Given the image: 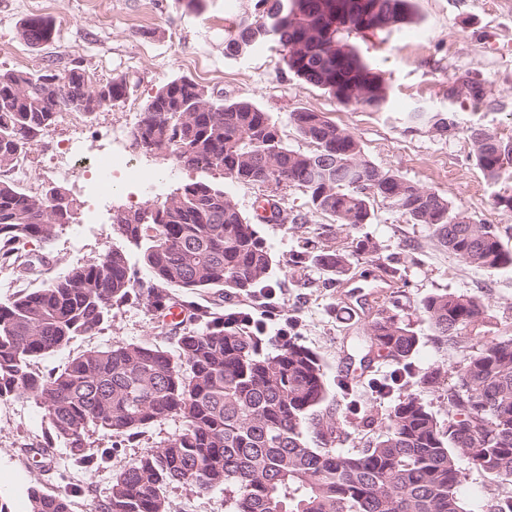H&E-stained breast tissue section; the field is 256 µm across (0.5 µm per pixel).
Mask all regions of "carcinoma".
Here are the masks:
<instances>
[{
  "instance_id": "cac0c4a2",
  "label": "carcinoma",
  "mask_w": 512,
  "mask_h": 512,
  "mask_svg": "<svg viewBox=\"0 0 512 512\" xmlns=\"http://www.w3.org/2000/svg\"><path fill=\"white\" fill-rule=\"evenodd\" d=\"M250 2V15L224 33L225 54L274 42L303 83L344 105L386 107L383 78L348 37L366 22L375 23V32L412 23L413 0H362L371 7L364 21L328 17V0ZM305 32L311 40L298 54L295 43ZM18 36L35 48L54 42L57 31L32 17ZM354 87L363 96H352ZM103 93L114 105L122 102L125 78L102 79L80 66L64 76L49 67L0 70V172L15 167L57 125L61 108L87 116ZM451 118L424 109L409 113V121L443 132ZM288 120L313 149L288 147L276 121L253 103L224 100L181 77L148 100L132 146L142 152L154 147L185 168L220 171L240 184L295 187L313 209L351 232L371 223V201L379 198L410 223L426 225L459 262L512 266L497 226L473 224L446 198L378 168L362 156L355 137L323 113L300 109ZM475 159L495 178L512 161V144L477 147ZM62 196L57 186L25 192L0 179V269L18 280L43 277L41 288L0 300V399H33L47 419L39 451L62 442L87 469L108 458L87 453L93 428L130 441L151 424L173 417L182 422L178 434L144 449L113 477L96 512H169L164 491L174 484L197 494L224 489L229 512H472L459 493V453L494 481L487 512H512L511 338L463 354L447 390L448 424L417 395H403L376 439L340 452L336 442L349 438L345 425L360 401L336 408L316 352L295 335L284 343L230 320L220 303L211 308L169 292L214 289L220 298L256 299L269 288L273 257L223 184H187L154 207L145 223L137 210L113 216L111 234L124 246L52 275L48 256H31L22 246L31 240L49 246L73 223L74 200L60 204ZM130 247L147 277L132 266ZM308 260L338 276L352 269L344 250L304 251L295 263ZM141 299L163 317L179 306L197 327L169 329L173 351L117 343L77 354L56 372L35 369L73 338L104 330L112 309ZM397 309L389 300L377 310L359 360L365 369L370 354L381 352L393 369L367 382L360 375L341 379L348 394L365 383L381 395L409 384L420 336ZM421 312L436 340L455 343L462 330L485 319L486 305L474 294L437 292L424 298ZM28 502L29 512H70L71 506L68 495L37 486L29 488Z\"/></svg>"
}]
</instances>
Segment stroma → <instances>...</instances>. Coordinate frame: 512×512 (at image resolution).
Listing matches in <instances>:
<instances>
[{
	"label": "stroma",
	"instance_id": "1",
	"mask_svg": "<svg viewBox=\"0 0 512 512\" xmlns=\"http://www.w3.org/2000/svg\"><path fill=\"white\" fill-rule=\"evenodd\" d=\"M414 23L381 33L350 34L348 41L364 62L384 78L389 91L385 109L339 104L323 89L302 84L289 73L283 54L266 44L238 57L224 53V32L244 17L249 0H204L191 11L175 0H0V69H28L53 65L64 70L79 64L99 77L125 76L129 94L124 102L98 112L82 126L60 123L32 146L39 169L33 186H53L48 171L55 154L67 142H84L88 153L109 149V132L136 126L143 107L166 82L181 76L195 80L228 100H249L277 121L284 142L303 151L310 145L288 122L301 108L322 112L359 141L364 157L426 190L447 198L453 210L464 212L475 224L497 225L512 249V210L500 207L497 196L512 195V164L491 179L476 166L470 128L482 127L512 142V0H415ZM36 15L51 20L57 40L33 48L19 39L23 19ZM473 79L484 83L486 94L476 102L468 95L449 98L453 82ZM449 112L453 132L429 124H412L413 108ZM131 157L160 182L151 194L137 188L116 187L89 206L80 182H65L66 192L78 204L73 228L60 234L50 248L26 243L27 251L50 253L53 274L75 262L102 257L119 246L109 231L117 211H133L159 203L177 188L200 180V173L180 166L174 157L131 150ZM224 189L250 221L256 222L274 258L268 281L273 294L245 300L230 297L225 311H244L254 318L269 316V331L285 320L296 321L300 341L314 350L323 365L339 405L347 398L337 381L359 371L360 344L367 325L383 298H398L406 320L421 338L412 362L417 375L441 372L439 389L412 385L410 393L426 403L439 419L448 417L444 389L454 382L452 367L459 358L453 345L434 340L420 311L422 300L437 292H468L487 307L484 323L471 331L474 345L512 337V267L484 270L454 259L432 237L430 229L407 221L386 202L373 203L375 218L362 234L378 246L377 257L351 256L365 279H335L314 264L294 265L293 259L308 241L333 250L350 246L348 229L314 210L295 188L243 185L228 180ZM279 203L280 218L259 221L256 209L267 197ZM394 261L398 278H390L382 262ZM162 320L145 304L129 303L112 311L110 327L94 335L75 337L68 347L36 364L41 372L57 371L71 356L117 342H138L173 349L161 332ZM44 411L32 399L0 400V501L9 512H26L27 489L39 486L61 493L78 488L71 512H95L109 496L113 476L144 449L178 433L181 421L168 419L146 427L136 440L115 442L111 432L90 431L87 450L112 456L102 467L87 471L76 466L70 451L56 444L48 465L38 464L34 450L43 442ZM165 495L169 512H229L223 490L196 494L180 485Z\"/></svg>",
	"mask_w": 512,
	"mask_h": 512
}]
</instances>
